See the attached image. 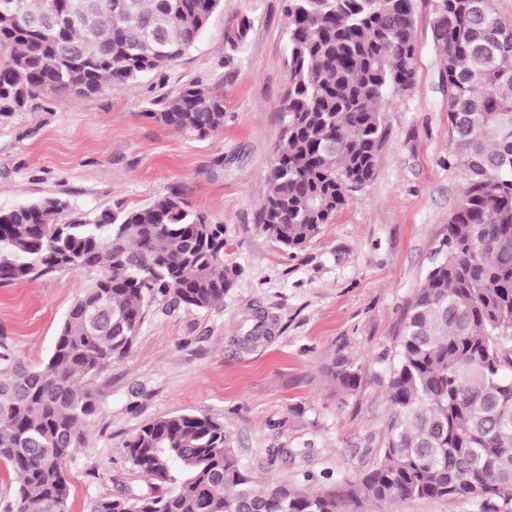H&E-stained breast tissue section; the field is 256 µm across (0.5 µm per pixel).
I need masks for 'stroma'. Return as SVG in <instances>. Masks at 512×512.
I'll return each instance as SVG.
<instances>
[{
  "instance_id": "35a3bbf8",
  "label": "stroma",
  "mask_w": 512,
  "mask_h": 512,
  "mask_svg": "<svg viewBox=\"0 0 512 512\" xmlns=\"http://www.w3.org/2000/svg\"><path fill=\"white\" fill-rule=\"evenodd\" d=\"M286 0H224L178 62L89 97L52 95L36 112L0 117V211L58 198L66 224L137 209L171 190L224 227V261L240 274L221 305L189 309L150 300L130 354L90 387L98 411L68 458L69 512L122 487L145 489L127 441L145 423L187 411L224 426L242 466L260 482L332 489L358 477L384 446L388 360L408 300L425 277L459 197L448 170V96L434 46V0H416V81L381 117L386 139L374 179L310 243L286 252L259 224L266 175L284 123ZM252 28L231 50L240 16ZM224 94V127L197 140L145 117L178 88ZM91 272L0 284V340L44 366ZM261 314L271 331L242 343ZM348 357L354 391L330 368ZM348 512H479L470 500L359 501Z\"/></svg>"
}]
</instances>
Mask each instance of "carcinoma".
<instances>
[{"label":"carcinoma","instance_id":"cac0c4a2","mask_svg":"<svg viewBox=\"0 0 512 512\" xmlns=\"http://www.w3.org/2000/svg\"><path fill=\"white\" fill-rule=\"evenodd\" d=\"M21 0L0 12V116L43 97H88L166 67L197 42L223 0ZM415 0H287L286 121L259 223L285 250L318 237L374 177L381 112L415 85ZM433 37L448 94V169L463 190L447 234L406 307L387 379L378 460L343 491L262 484L224 425L197 412L159 417L126 443L148 491L103 497L93 512H347L360 498L473 499L512 512V24L494 0H436ZM247 16L226 34L243 46ZM153 118L195 139L224 127V95L191 84ZM58 199L0 211V283L95 271L43 368L0 342V462L19 487L8 512H68L65 463L97 411L90 382L125 358L154 293L208 309L238 270L224 263V225L178 190L91 222L57 223ZM344 391L357 369L338 355Z\"/></svg>","mask_w":512,"mask_h":512}]
</instances>
